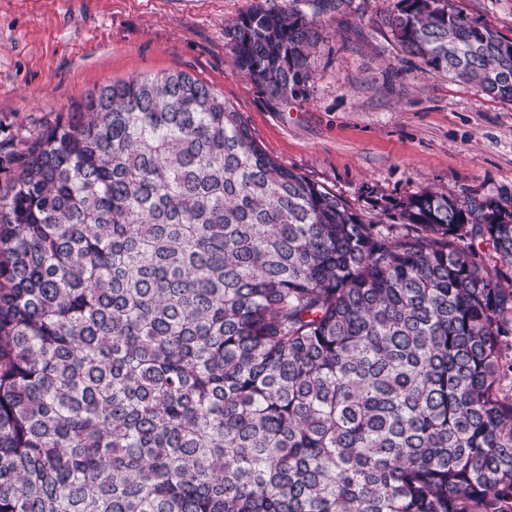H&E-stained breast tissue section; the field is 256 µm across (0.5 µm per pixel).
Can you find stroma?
<instances>
[{"label": "stroma", "instance_id": "stroma-1", "mask_svg": "<svg viewBox=\"0 0 512 512\" xmlns=\"http://www.w3.org/2000/svg\"><path fill=\"white\" fill-rule=\"evenodd\" d=\"M256 0H0V155L102 85L184 71L241 112L262 149L365 219L429 189L512 209V102L425 67L384 23L397 0L317 16L306 92L270 100L236 73L224 28ZM512 38V0H454Z\"/></svg>", "mask_w": 512, "mask_h": 512}]
</instances>
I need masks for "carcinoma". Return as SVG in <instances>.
<instances>
[{
	"mask_svg": "<svg viewBox=\"0 0 512 512\" xmlns=\"http://www.w3.org/2000/svg\"><path fill=\"white\" fill-rule=\"evenodd\" d=\"M348 5L257 0L236 70L304 95ZM385 25L512 102V40L452 0ZM13 162L0 512H512L511 209L424 189L379 229L186 72L99 87Z\"/></svg>",
	"mask_w": 512,
	"mask_h": 512,
	"instance_id": "1",
	"label": "carcinoma"
}]
</instances>
